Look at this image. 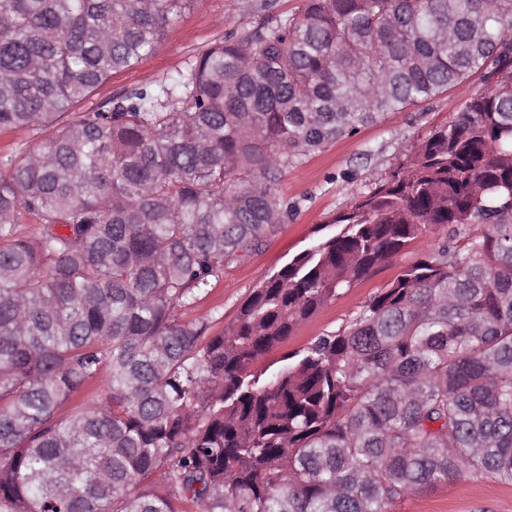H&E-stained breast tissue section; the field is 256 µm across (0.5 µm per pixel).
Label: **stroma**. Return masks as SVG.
<instances>
[{
  "label": "stroma",
  "mask_w": 512,
  "mask_h": 512,
  "mask_svg": "<svg viewBox=\"0 0 512 512\" xmlns=\"http://www.w3.org/2000/svg\"><path fill=\"white\" fill-rule=\"evenodd\" d=\"M303 0H198L195 7L167 31L161 46L131 69L112 74L80 105L97 108L125 89L153 85L183 70L215 40L253 31L259 24L299 12ZM472 79L421 107L387 113L352 137L344 138L300 164L288 167L275 191L295 211L259 251L225 267L207 293L183 308L185 320H209L224 329L250 290L267 273L312 241L333 233L336 213L349 208L381 179L405 162L414 146L437 124L448 122L463 99L479 89ZM434 237L420 238L382 264L372 276L356 282L294 331L279 347L261 357L255 370L276 369L284 354L300 349L316 336L336 330L381 286L407 265L430 252ZM396 512H512V487L487 479L463 478L406 498Z\"/></svg>",
  "instance_id": "35a3bbf8"
}]
</instances>
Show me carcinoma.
I'll return each mask as SVG.
<instances>
[{"label":"carcinoma","mask_w":512,"mask_h":512,"mask_svg":"<svg viewBox=\"0 0 512 512\" xmlns=\"http://www.w3.org/2000/svg\"><path fill=\"white\" fill-rule=\"evenodd\" d=\"M196 3L0 0V132L49 133L0 155V512H395L512 484V0H305L75 111ZM475 74L222 332L180 318L284 223L289 166ZM430 235L352 319L252 371Z\"/></svg>","instance_id":"1"}]
</instances>
